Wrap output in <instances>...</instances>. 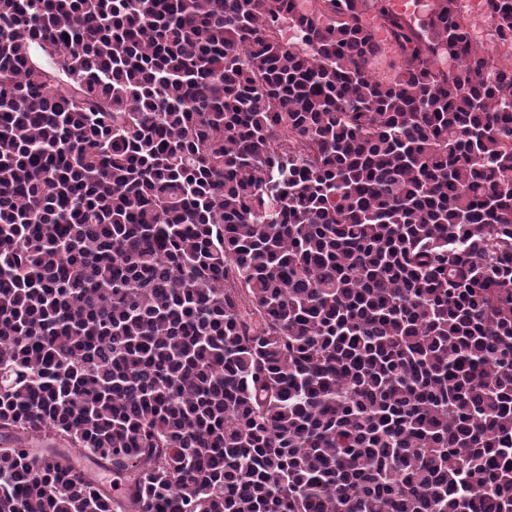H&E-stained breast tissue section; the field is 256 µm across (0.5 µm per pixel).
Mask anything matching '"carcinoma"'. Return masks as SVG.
Listing matches in <instances>:
<instances>
[{
	"label": "carcinoma",
	"instance_id": "obj_1",
	"mask_svg": "<svg viewBox=\"0 0 512 512\" xmlns=\"http://www.w3.org/2000/svg\"><path fill=\"white\" fill-rule=\"evenodd\" d=\"M0 512H512V64L458 0H0Z\"/></svg>",
	"mask_w": 512,
	"mask_h": 512
}]
</instances>
